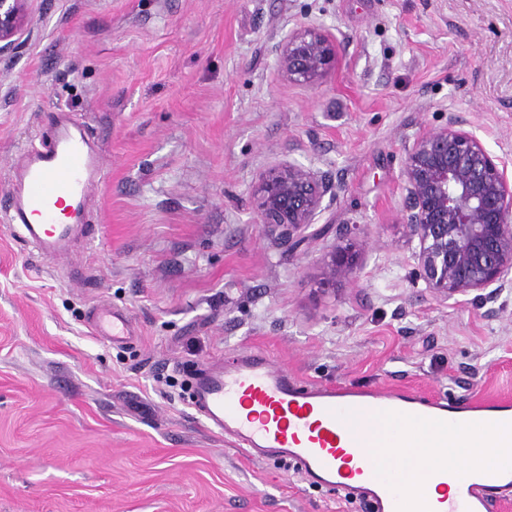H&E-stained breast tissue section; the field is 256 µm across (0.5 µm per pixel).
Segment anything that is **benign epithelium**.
<instances>
[{"label": "benign epithelium", "mask_w": 512, "mask_h": 512, "mask_svg": "<svg viewBox=\"0 0 512 512\" xmlns=\"http://www.w3.org/2000/svg\"><path fill=\"white\" fill-rule=\"evenodd\" d=\"M32 0H0V57L17 50L30 21ZM336 57V38L312 24L295 29L276 49V64L288 79L313 88ZM455 114L425 130L406 147L402 220L412 240L419 278L436 298L476 293L487 303L512 288V177L464 129ZM334 183L302 164L279 161L258 177L257 223L269 235L297 244L321 211ZM328 281L359 284L357 254L337 245L326 263Z\"/></svg>", "instance_id": "1"}]
</instances>
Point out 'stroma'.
<instances>
[{"mask_svg": "<svg viewBox=\"0 0 512 512\" xmlns=\"http://www.w3.org/2000/svg\"><path fill=\"white\" fill-rule=\"evenodd\" d=\"M0 58V203L55 113L106 181L48 261L0 211V512H367L251 460L189 405L194 376L264 351L303 382L465 406L512 398V292L441 301L416 276L405 147L463 116L512 169V0H32ZM337 38L318 88L276 68L289 31ZM331 175L294 248L256 224L276 161ZM350 239L360 285L323 281ZM133 337L96 336L98 308Z\"/></svg>", "mask_w": 512, "mask_h": 512, "instance_id": "stroma-1", "label": "stroma"}]
</instances>
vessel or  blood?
<instances>
[{"label":"vessel or blood","mask_w":512,"mask_h":512,"mask_svg":"<svg viewBox=\"0 0 512 512\" xmlns=\"http://www.w3.org/2000/svg\"><path fill=\"white\" fill-rule=\"evenodd\" d=\"M104 180L97 146L60 112L47 143L26 147L14 161L1 211L41 257L54 260L86 223L89 193ZM92 327L115 340L131 333L128 318L116 311L97 313ZM192 404L211 430L249 457L277 454L313 483L356 490L375 512H490L493 495L512 489L508 401L460 407L412 392L303 385L258 353L228 369L206 370ZM422 433L436 437L430 466L414 461ZM474 434L481 447L500 449L503 461L449 472V449L465 447ZM381 447L389 448L391 461L378 455Z\"/></svg>","instance_id":"b4317fda"}]
</instances>
